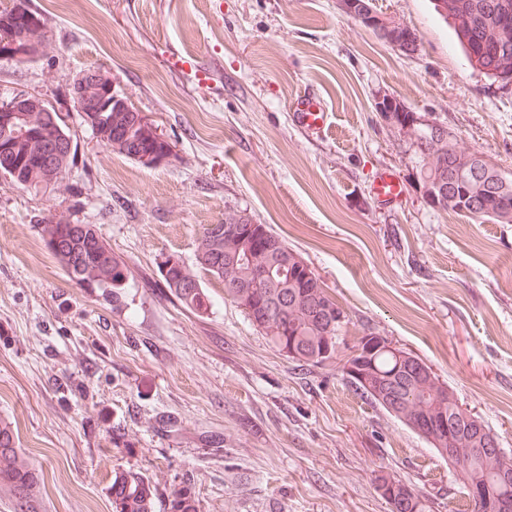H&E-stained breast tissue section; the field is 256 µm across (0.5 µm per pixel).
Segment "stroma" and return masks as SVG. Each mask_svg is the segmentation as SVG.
Listing matches in <instances>:
<instances>
[{"label":"stroma","mask_w":512,"mask_h":512,"mask_svg":"<svg viewBox=\"0 0 512 512\" xmlns=\"http://www.w3.org/2000/svg\"><path fill=\"white\" fill-rule=\"evenodd\" d=\"M49 38L0 59V85L62 106L77 146L63 190L0 177V418L42 478L44 512H112L117 470L148 476L155 512L190 484L197 512H390L375 478L464 512L461 482L423 438L349 386L340 362L279 354L203 277L208 308L165 288L160 255L195 267L206 225L238 210L271 225L350 318L417 355L512 454V224L427 205L390 94L512 174V86L473 70L430 0H376L416 30L383 42L339 0H29ZM152 114L172 160L143 166L100 143L69 95L84 70ZM320 96L321 134L294 125ZM393 171L400 200L371 187ZM93 224L125 264L119 298L71 284L41 228Z\"/></svg>","instance_id":"1"}]
</instances>
